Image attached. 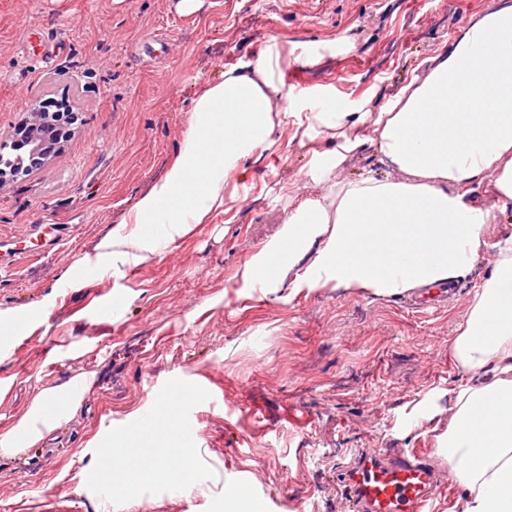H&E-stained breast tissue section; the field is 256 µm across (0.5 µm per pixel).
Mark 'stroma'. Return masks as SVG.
Returning a JSON list of instances; mask_svg holds the SVG:
<instances>
[{"instance_id": "stroma-1", "label": "stroma", "mask_w": 512, "mask_h": 512, "mask_svg": "<svg viewBox=\"0 0 512 512\" xmlns=\"http://www.w3.org/2000/svg\"><path fill=\"white\" fill-rule=\"evenodd\" d=\"M0 0V133L30 104L70 102V138L39 170L0 189V311L38 324L0 362L13 389L0 430L35 392L87 370L92 391L53 438L0 457V512H350L337 469L356 448H433L462 373L448 341L490 271L479 261L449 297L247 287L239 268L278 232L310 160L282 134L279 156L251 161L246 202L120 275L82 256L160 178L187 131L196 92L269 38L299 91L384 104L420 61L450 46L488 0ZM344 43L336 50L326 44ZM76 268L79 284L64 276ZM91 338L81 358L67 347ZM192 479L106 488L101 444L177 384ZM237 483L240 494L224 491Z\"/></svg>"}]
</instances>
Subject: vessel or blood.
<instances>
[{
  "label": "vessel or blood",
  "mask_w": 512,
  "mask_h": 512,
  "mask_svg": "<svg viewBox=\"0 0 512 512\" xmlns=\"http://www.w3.org/2000/svg\"><path fill=\"white\" fill-rule=\"evenodd\" d=\"M443 483V475L420 448L398 453L356 449L337 477L353 512H432Z\"/></svg>",
  "instance_id": "obj_1"
}]
</instances>
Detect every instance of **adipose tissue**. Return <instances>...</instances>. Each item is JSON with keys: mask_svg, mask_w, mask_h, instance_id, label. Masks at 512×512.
I'll return each mask as SVG.
<instances>
[{"mask_svg": "<svg viewBox=\"0 0 512 512\" xmlns=\"http://www.w3.org/2000/svg\"><path fill=\"white\" fill-rule=\"evenodd\" d=\"M287 62L273 38L202 87L166 174L80 264L107 274L177 243L223 210L225 185L246 183L249 160L275 156L276 128L304 112L295 135L312 144L305 178L318 193L289 207L277 237L239 270L241 281L285 283L294 295L344 288L393 297L452 288L489 258L490 275L448 343L463 379L448 391L434 454L461 489L460 512H512V235H487L512 207V0H491L377 109L336 96L302 108L283 79ZM324 139L331 148H316ZM368 141L384 175L337 177ZM311 248L313 262L301 266ZM95 383L84 371L35 392L0 430V453L19 454L61 430ZM99 470L109 479H190L187 467L117 459L108 448Z\"/></svg>", "mask_w": 512, "mask_h": 512, "instance_id": "1", "label": "adipose tissue"}]
</instances>
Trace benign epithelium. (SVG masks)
Returning <instances> with one entry per match:
<instances>
[{"instance_id":"benign-epithelium-1","label":"benign epithelium","mask_w":512,"mask_h":512,"mask_svg":"<svg viewBox=\"0 0 512 512\" xmlns=\"http://www.w3.org/2000/svg\"><path fill=\"white\" fill-rule=\"evenodd\" d=\"M50 124V118L46 113L31 107L27 111L25 123L20 126L23 130L22 134H17V130L14 129L5 135H0V189L16 179L20 173L32 172L45 165L51 154V144L46 137V129ZM8 147L20 148L25 162L20 165H10L3 161L6 157L3 150Z\"/></svg>"}]
</instances>
